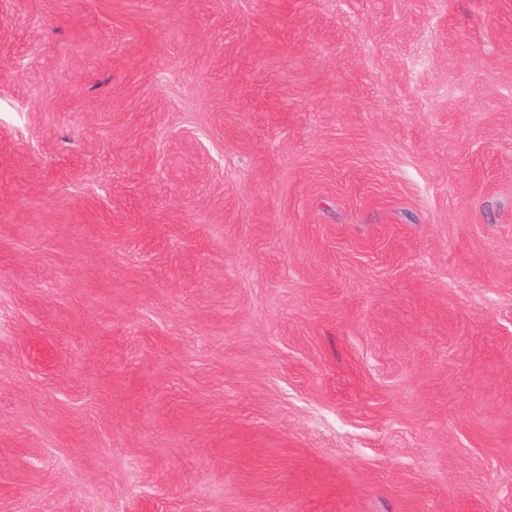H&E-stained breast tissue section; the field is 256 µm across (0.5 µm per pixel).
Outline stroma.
Instances as JSON below:
<instances>
[{"label": "stroma", "mask_w": 512, "mask_h": 512, "mask_svg": "<svg viewBox=\"0 0 512 512\" xmlns=\"http://www.w3.org/2000/svg\"><path fill=\"white\" fill-rule=\"evenodd\" d=\"M0 512H512V0H0Z\"/></svg>", "instance_id": "35a3bbf8"}]
</instances>
